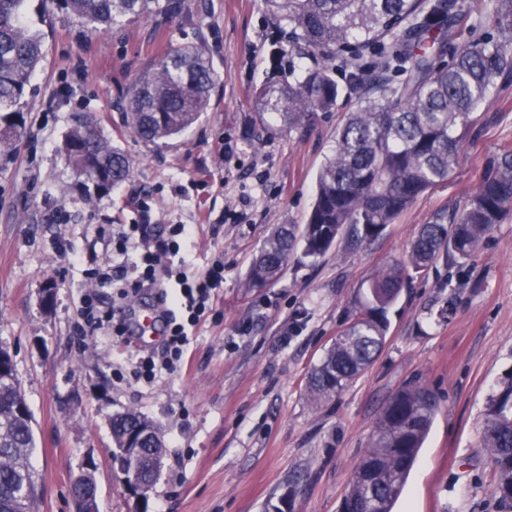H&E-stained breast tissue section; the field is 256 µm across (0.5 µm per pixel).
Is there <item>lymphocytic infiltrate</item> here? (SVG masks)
Returning a JSON list of instances; mask_svg holds the SVG:
<instances>
[{"instance_id":"f902f5d3","label":"lymphocytic infiltrate","mask_w":512,"mask_h":512,"mask_svg":"<svg viewBox=\"0 0 512 512\" xmlns=\"http://www.w3.org/2000/svg\"><path fill=\"white\" fill-rule=\"evenodd\" d=\"M168 232L169 248L160 253L153 249L144 225L113 226L112 255L117 262L111 269L99 268L93 272L96 288L114 289L116 297L121 299L148 289L163 307L166 339L162 350L135 363L136 378L149 384L177 368L190 328L204 318L217 288L224 285L223 263L213 264L192 278L176 268L173 259L180 251L181 240L189 236L191 229L186 224H172Z\"/></svg>"}]
</instances>
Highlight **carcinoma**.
I'll use <instances>...</instances> for the list:
<instances>
[{"label":"carcinoma","instance_id":"obj_1","mask_svg":"<svg viewBox=\"0 0 512 512\" xmlns=\"http://www.w3.org/2000/svg\"><path fill=\"white\" fill-rule=\"evenodd\" d=\"M83 28L105 30L125 20L179 16L186 0H61ZM288 54V67L266 85L256 110L276 115L288 130L309 126L336 105L329 75L336 59L380 55L369 71H345L348 86L370 83L372 92L350 112L316 180L306 224H280L253 260L248 283L277 279L298 245L318 258L341 239L354 245L378 238L422 194L448 179L459 159L472 114L512 77V0H490L496 34L471 28L470 39L452 38L463 19L458 0H264ZM25 0H0V157L12 153L28 106L27 88L43 59L40 32L26 21ZM215 71L205 48H171L130 82L123 126L157 147L180 136L208 110ZM63 156L89 200L127 180L130 159L90 122L80 121L64 139ZM512 207V153L494 161L464 206L438 212L422 225L407 259L366 280L353 322L328 349L308 380L318 402L343 391L375 360L389 329L387 312L410 271L450 249L460 263L478 251L492 225ZM25 404L19 382L0 380V512H36L39 485L30 461L32 423L18 413ZM436 400L416 385L393 395L383 409L371 448L355 467L340 512H393L436 413ZM117 451L132 437L144 448L137 467L144 487L160 475L164 442L157 425L129 410L111 421ZM485 447L498 470L494 494L512 512V386L493 404Z\"/></svg>","mask_w":512,"mask_h":512}]
</instances>
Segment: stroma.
Masks as SVG:
<instances>
[{"mask_svg": "<svg viewBox=\"0 0 512 512\" xmlns=\"http://www.w3.org/2000/svg\"><path fill=\"white\" fill-rule=\"evenodd\" d=\"M26 9L44 59L16 149L0 158V346L33 417L38 512H75L70 487L84 471L95 476L99 512H265L281 499L287 512H338L386 402L414 383L433 392L438 409L394 512H499L484 428L512 385V213L465 265L443 253L412 273L362 376L317 404L307 380L352 322L364 280L405 260L430 216L461 208L489 164L512 152V81L475 111L448 179L380 237L353 249L337 243L317 259L296 251L278 279L250 288L249 267L272 228L305 224L317 173L364 86H344L333 71L337 103L306 129L255 111L280 49L263 0H188L180 17L96 34L52 0H28ZM187 44L211 56V105L158 149L124 129L125 90ZM79 118L133 162L131 177L91 204L60 152ZM146 218L160 244L166 225H193L178 254L187 275L224 261V286L192 329L182 366L151 385L127 376L126 359L160 349L159 338L115 343L75 328L81 295L93 287L86 269L112 259L100 227ZM446 306L452 313L440 318ZM128 410L156 422L165 444L162 475L143 499L112 460L111 419Z\"/></svg>", "mask_w": 512, "mask_h": 512, "instance_id": "35a3bbf8", "label": "stroma"}]
</instances>
